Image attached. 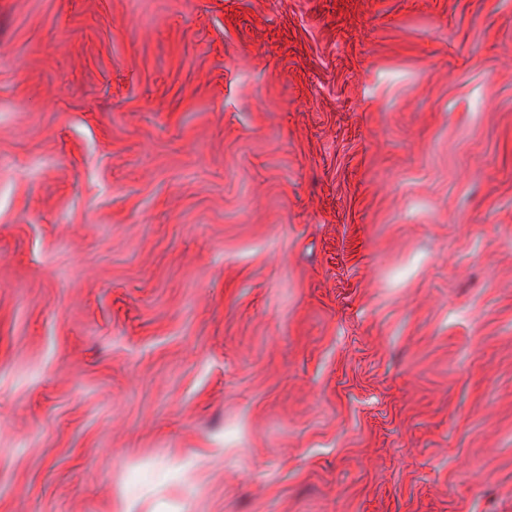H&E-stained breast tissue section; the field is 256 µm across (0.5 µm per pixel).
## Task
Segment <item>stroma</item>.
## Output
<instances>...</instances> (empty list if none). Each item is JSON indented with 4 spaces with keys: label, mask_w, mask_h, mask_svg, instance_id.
Masks as SVG:
<instances>
[{
    "label": "stroma",
    "mask_w": 512,
    "mask_h": 512,
    "mask_svg": "<svg viewBox=\"0 0 512 512\" xmlns=\"http://www.w3.org/2000/svg\"><path fill=\"white\" fill-rule=\"evenodd\" d=\"M0 512H512V0H0Z\"/></svg>",
    "instance_id": "1"
}]
</instances>
